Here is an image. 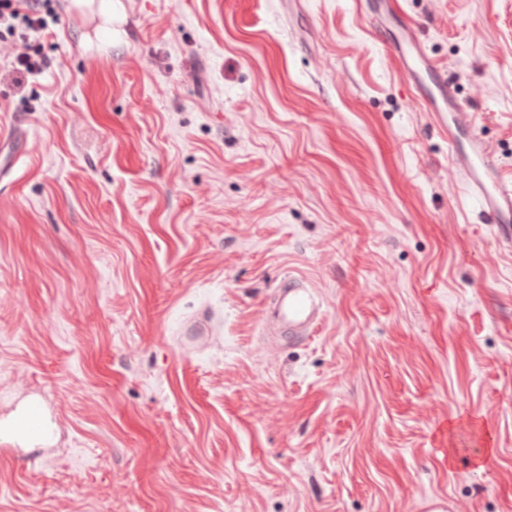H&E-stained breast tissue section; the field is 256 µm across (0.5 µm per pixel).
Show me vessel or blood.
I'll return each mask as SVG.
<instances>
[{
	"instance_id": "vessel-or-blood-1",
	"label": "vessel or blood",
	"mask_w": 512,
	"mask_h": 512,
	"mask_svg": "<svg viewBox=\"0 0 512 512\" xmlns=\"http://www.w3.org/2000/svg\"><path fill=\"white\" fill-rule=\"evenodd\" d=\"M491 166L485 153H476L470 162L469 186L489 223H512V185L490 182L483 173ZM277 327L291 336L309 334L323 317L322 305L317 301L305 279L288 275L280 286L276 298ZM12 427L25 441H44L43 409L39 402H29L12 421Z\"/></svg>"
}]
</instances>
